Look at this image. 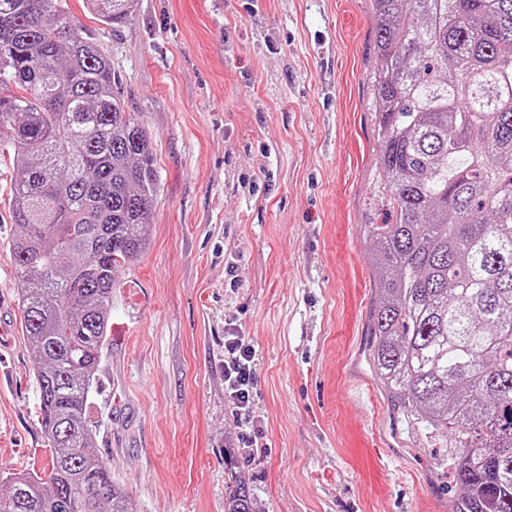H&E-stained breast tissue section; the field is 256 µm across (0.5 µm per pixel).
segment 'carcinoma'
Wrapping results in <instances>:
<instances>
[{"label":"carcinoma","instance_id":"obj_1","mask_svg":"<svg viewBox=\"0 0 512 512\" xmlns=\"http://www.w3.org/2000/svg\"><path fill=\"white\" fill-rule=\"evenodd\" d=\"M388 220L365 225L377 301L370 359L395 409L449 432L452 512H512V0H372ZM67 0H0V144L9 249L35 356L49 470L0 512H139L94 445L86 406L121 267L160 192L153 138ZM134 0H86L114 26ZM224 512H255L231 478Z\"/></svg>","mask_w":512,"mask_h":512}]
</instances>
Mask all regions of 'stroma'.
I'll return each mask as SVG.
<instances>
[{"label": "stroma", "mask_w": 512, "mask_h": 512, "mask_svg": "<svg viewBox=\"0 0 512 512\" xmlns=\"http://www.w3.org/2000/svg\"><path fill=\"white\" fill-rule=\"evenodd\" d=\"M155 139L147 249L118 273L86 418L140 512H441L450 440L394 409L369 356L376 303L371 0H137L107 27L68 0ZM0 156V290L17 296ZM0 335V485L51 461L35 358ZM252 345L250 410L224 391V339ZM258 434L239 447L242 432ZM232 484V485H231ZM230 491L224 502L225 512H256L249 491L236 476H231Z\"/></svg>", "instance_id": "obj_1"}]
</instances>
